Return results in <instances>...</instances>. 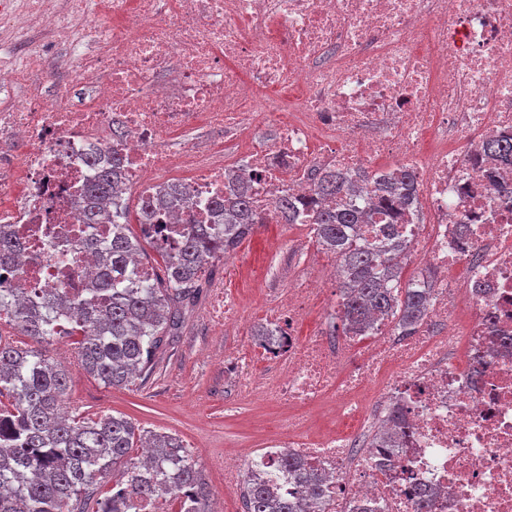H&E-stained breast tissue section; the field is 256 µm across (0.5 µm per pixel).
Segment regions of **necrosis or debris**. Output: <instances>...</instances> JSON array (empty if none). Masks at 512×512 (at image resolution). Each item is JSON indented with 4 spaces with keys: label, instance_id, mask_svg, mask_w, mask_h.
<instances>
[{
    "label": "necrosis or debris",
    "instance_id": "necrosis-or-debris-1",
    "mask_svg": "<svg viewBox=\"0 0 512 512\" xmlns=\"http://www.w3.org/2000/svg\"><path fill=\"white\" fill-rule=\"evenodd\" d=\"M0 225L19 251L0 292L78 288L108 224L81 220L82 190L120 156L130 186L180 185L188 207L143 225L180 243L214 221L229 176L253 173L266 223L315 170L415 178L420 216L393 218L361 191L359 244L384 228L419 250L427 314L404 332L337 335L336 258L302 212L317 272L266 307L269 340L224 361L240 400L280 414L258 459L290 451L326 476L313 512H512V0H0ZM64 48L63 88L39 82ZM215 135L200 146L198 126ZM319 310L312 336L295 321ZM273 361L271 373L258 363ZM326 407L335 431L313 428Z\"/></svg>",
    "mask_w": 512,
    "mask_h": 512
}]
</instances>
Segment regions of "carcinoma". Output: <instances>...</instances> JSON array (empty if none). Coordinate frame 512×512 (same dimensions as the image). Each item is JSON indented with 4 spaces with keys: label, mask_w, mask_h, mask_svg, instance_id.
Masks as SVG:
<instances>
[{
    "label": "carcinoma",
    "mask_w": 512,
    "mask_h": 512,
    "mask_svg": "<svg viewBox=\"0 0 512 512\" xmlns=\"http://www.w3.org/2000/svg\"><path fill=\"white\" fill-rule=\"evenodd\" d=\"M123 175L119 158L101 169L81 198L88 224L108 220L115 224L112 243L98 252L96 280L72 292L48 288L26 300L0 293V314L32 344L18 346L0 337V512H121L133 499L159 495L191 498V512H212V492L198 462L179 438L167 432L146 431L118 414L96 419H71L63 413L72 372L51 360L41 345L59 336H82L78 367L107 386L120 387L149 376L165 338L177 335L185 308L198 296L205 266L224 258L262 223L253 210L248 187L238 188L232 200L214 202L223 224H200L177 249L156 247L164 262L163 276L146 284L118 287L114 275L132 279L145 246L155 243L130 232L123 223L128 212L114 204L112 191ZM412 180L402 170L392 183L374 181L378 207L399 214L404 207L402 185ZM354 191L353 181L339 172L316 176L313 195L278 200L282 217L293 223L299 207L316 208L317 236L336 256L338 316L342 331L366 328L375 319H391L404 328L426 315L425 293L407 284L400 287L407 241L389 239L383 250L356 244L360 214L352 208L334 209L325 201ZM178 186L156 189L152 199H141L139 223L157 220L170 208L186 205ZM152 444L155 453L142 462L134 448ZM278 469L295 471L305 479V498L287 497L277 478L261 466L251 468L244 488V512H306V501L317 500L323 481L289 452L280 456ZM112 476V494L90 500L89 487Z\"/></svg>",
    "instance_id": "obj_1"
}]
</instances>
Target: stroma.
<instances>
[{
  "instance_id": "1",
  "label": "stroma",
  "mask_w": 512,
  "mask_h": 512,
  "mask_svg": "<svg viewBox=\"0 0 512 512\" xmlns=\"http://www.w3.org/2000/svg\"><path fill=\"white\" fill-rule=\"evenodd\" d=\"M295 236L290 225L266 224L239 246V253L265 268L267 276L259 282L237 277L232 258L213 260L183 333L148 380L123 387L104 386L78 370L73 339H57L47 345V355L73 371L66 398L69 415L95 418L121 413L144 429L178 436L199 464L213 493L215 512H224L225 445H232L244 457L256 455L279 410L267 404H232L224 357L240 348L253 328L248 325L238 334H225L223 322L211 315V285L223 280L225 288L237 292L247 308L264 306L275 292L287 289L289 274L306 266Z\"/></svg>"
}]
</instances>
